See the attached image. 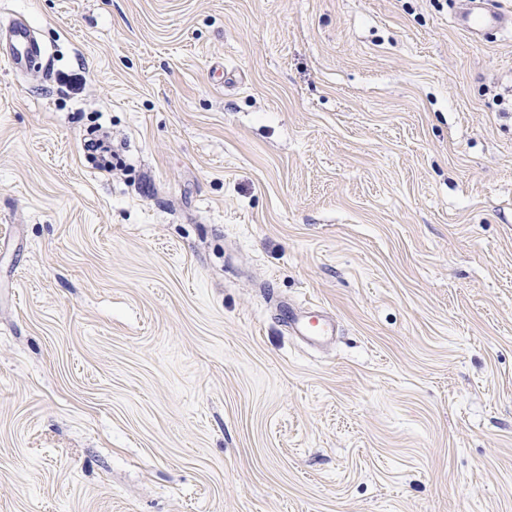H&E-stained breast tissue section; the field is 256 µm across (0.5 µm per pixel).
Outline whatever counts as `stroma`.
Instances as JSON below:
<instances>
[{
  "label": "stroma",
  "mask_w": 512,
  "mask_h": 512,
  "mask_svg": "<svg viewBox=\"0 0 512 512\" xmlns=\"http://www.w3.org/2000/svg\"><path fill=\"white\" fill-rule=\"evenodd\" d=\"M459 4L0 0V512H512V34ZM9 46L0 58L11 69L23 70L42 55V47L35 39L32 28L24 22H15L7 28ZM84 148L89 157L97 159V166L106 171H112V145L106 135H102L96 139L85 141ZM322 307L308 302L298 306L288 304L283 320L293 336H301L311 343H320L337 334L338 325L332 318H323Z\"/></svg>",
  "instance_id": "35a3bbf8"
}]
</instances>
